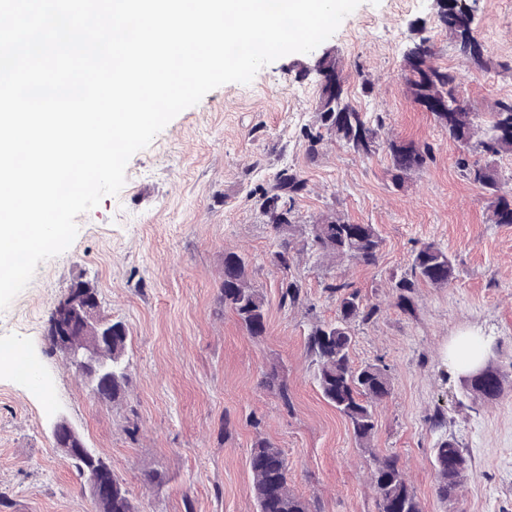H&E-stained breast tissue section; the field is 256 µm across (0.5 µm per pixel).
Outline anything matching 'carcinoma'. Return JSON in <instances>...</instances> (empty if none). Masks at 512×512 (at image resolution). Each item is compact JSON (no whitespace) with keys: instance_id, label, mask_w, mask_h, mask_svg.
<instances>
[{"instance_id":"cac0c4a2","label":"carcinoma","mask_w":512,"mask_h":512,"mask_svg":"<svg viewBox=\"0 0 512 512\" xmlns=\"http://www.w3.org/2000/svg\"><path fill=\"white\" fill-rule=\"evenodd\" d=\"M440 24L455 42L456 51L471 60L479 70L488 68L473 35L472 19L445 8L438 9ZM434 56L429 39L420 38L405 53L409 63L408 91L413 100L425 99L448 102V111H433L448 135L464 146H474L488 157L512 154V98L499 101L489 116L475 111L460 90L458 76L445 67L431 62ZM326 97L319 107L320 128L304 131L306 152L310 160L319 156L323 133L336 136L355 153L370 156L381 145H386L396 177L423 168L430 159V147L413 142H397L383 138L381 120L370 121L343 96V89L332 95L320 89ZM466 177L479 185L487 196L490 220L494 224H512V186L502 182L489 164L463 162ZM306 188V182L291 168L281 169L268 187L261 188L260 209L266 223L277 231L295 223L296 197ZM382 245L371 224H354L335 219L323 224L309 225L303 251L308 255L334 254L373 265ZM453 279V266L448 254L432 243L423 244L413 251L411 272L394 283L398 304L410 307V294L421 284L447 286ZM337 294L336 318L315 324L307 334V352L315 365V380L323 398L348 422L362 450L373 460L371 484L377 496L378 512H423L422 505L408 483L404 472L393 456H378L372 448L376 433L375 404L391 393V383L385 367L378 364L356 366L350 358L353 343V324L368 323L378 313L375 306L363 303L357 291H347L345 285H330ZM300 296L298 281L284 279L280 285V305L293 306ZM219 302L233 311L252 336L266 331L265 301L261 293L248 280L244 257L237 253L224 254V279ZM127 337L115 335L112 343L103 344V357L112 363V392L92 390L103 405L116 401L128 383L122 368ZM264 387L288 400V391L279 379L276 367L264 376ZM467 388L484 399L498 398L504 389L503 377L491 370L481 382L470 383ZM72 466L87 486L93 482H112V496L92 498L95 512H141L142 506L130 495L123 481L112 468L96 455L79 451L67 453ZM434 466L437 472L436 495L443 503L456 500L461 480L468 470V460L459 445L451 438H443L434 448ZM249 470L252 494L257 512H312V505L296 495L288 484V461L282 449L266 439H260L251 449Z\"/></svg>"}]
</instances>
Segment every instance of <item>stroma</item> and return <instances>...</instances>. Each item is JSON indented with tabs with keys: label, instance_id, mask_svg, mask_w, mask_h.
<instances>
[{
	"label": "stroma",
	"instance_id": "35a3bbf8",
	"mask_svg": "<svg viewBox=\"0 0 512 512\" xmlns=\"http://www.w3.org/2000/svg\"><path fill=\"white\" fill-rule=\"evenodd\" d=\"M465 3L490 63L483 71L458 55L435 0H362L322 44L339 60L352 106L382 117L389 137L430 147L431 160L402 183L386 152L365 157L330 135L309 161L303 133L319 121L315 50L207 93L130 158L118 194L77 216L72 245L38 264L0 311V337L40 366L35 384L0 369V512H94L56 445L62 420L144 512H256L249 456L260 439L282 448L291 489L317 512H377L369 458L322 398L305 347L313 324L336 317L332 283L379 308L355 326L351 360L387 368L391 393L375 407L374 446L397 457L423 512H512V224L490 222L484 190L461 171L460 160L479 152L450 138L406 86L404 53L425 37L473 108L487 114L512 98V0ZM285 167L307 189L295 223L278 234L260 213L258 189ZM336 218L376 227L383 243L374 265L301 252L309 225ZM282 236L298 248L287 270L274 260ZM425 243L448 253L453 280L420 285L405 311L393 283ZM228 251L246 258L265 299L262 336L219 303ZM288 274L302 289L292 308L279 303ZM77 281L94 286L104 314L128 334L129 386L108 406L50 348L49 315ZM472 329L488 336L485 363L504 379L497 399L468 392L446 358L449 339ZM273 365L287 399L263 385ZM437 414L446 430L434 428ZM444 433L469 457L449 505L436 496L433 466Z\"/></svg>",
	"mask_w": 512,
	"mask_h": 512
}]
</instances>
